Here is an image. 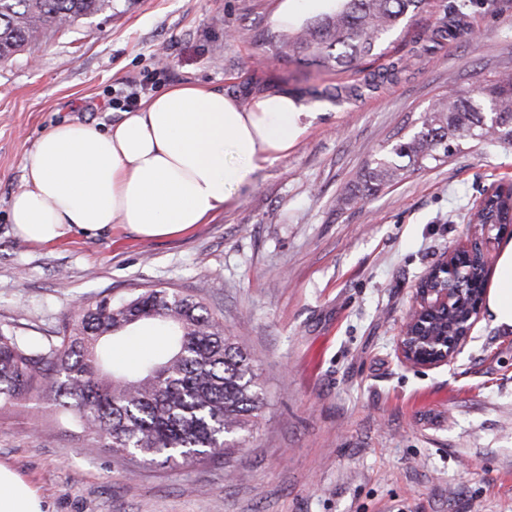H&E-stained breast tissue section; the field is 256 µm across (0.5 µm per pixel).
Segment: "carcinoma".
<instances>
[{
	"instance_id": "1",
	"label": "carcinoma",
	"mask_w": 512,
	"mask_h": 512,
	"mask_svg": "<svg viewBox=\"0 0 512 512\" xmlns=\"http://www.w3.org/2000/svg\"><path fill=\"white\" fill-rule=\"evenodd\" d=\"M433 7V0H336V12L280 36L283 58L314 68L358 70L385 55L386 36ZM469 0H454L437 18L436 33L464 31ZM112 9V0H0V64L38 33L70 27ZM391 61L363 81L321 94L351 104L397 77ZM473 141L512 144V72L453 90L427 109L420 128L375 160L363 174L364 192L418 170L436 167ZM512 224V189H494L469 223ZM155 321L171 333L168 352L132 373L114 369L103 340ZM39 392L48 408L74 416L120 462L157 466L217 462L232 453L241 432L266 405L248 356L224 335V324L190 296L166 288L114 302L86 299L49 350L33 352L17 334L0 330V405Z\"/></svg>"
}]
</instances>
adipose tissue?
Returning a JSON list of instances; mask_svg holds the SVG:
<instances>
[{
    "label": "adipose tissue",
    "mask_w": 512,
    "mask_h": 512,
    "mask_svg": "<svg viewBox=\"0 0 512 512\" xmlns=\"http://www.w3.org/2000/svg\"><path fill=\"white\" fill-rule=\"evenodd\" d=\"M316 118L314 107L285 91L244 106L184 84L105 128L61 122L27 159L26 187L10 202V220L34 244L115 224L144 239L179 235L230 204L235 191L286 155ZM485 308L494 326L512 330V241L501 249ZM42 510L36 490L0 465V512Z\"/></svg>",
    "instance_id": "obj_1"
}]
</instances>
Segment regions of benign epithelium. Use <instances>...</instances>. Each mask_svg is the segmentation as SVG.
Here are the masks:
<instances>
[{
	"label": "benign epithelium",
	"instance_id": "7a95c632",
	"mask_svg": "<svg viewBox=\"0 0 512 512\" xmlns=\"http://www.w3.org/2000/svg\"><path fill=\"white\" fill-rule=\"evenodd\" d=\"M473 248L466 244L448 249V256L432 270L431 279L444 287L421 289L422 300L407 317L398 347L403 359L411 365L438 367L454 361L464 350L474 324L478 321L482 300L474 288H457L464 278V263L474 259ZM456 312L465 323L458 333L437 327L443 314Z\"/></svg>",
	"mask_w": 512,
	"mask_h": 512
}]
</instances>
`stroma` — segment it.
I'll return each mask as SVG.
<instances>
[{
  "label": "stroma",
  "mask_w": 512,
  "mask_h": 512,
  "mask_svg": "<svg viewBox=\"0 0 512 512\" xmlns=\"http://www.w3.org/2000/svg\"><path fill=\"white\" fill-rule=\"evenodd\" d=\"M284 0H114L110 12L32 40L0 65V330L41 350L90 297L172 288L201 301L248 354L266 397L240 450L216 463L134 470L38 399L0 408V464L46 512H512V331L481 316L450 364L403 363L417 288L492 186L512 183V144L472 143L376 193L361 175L420 126L448 89L512 70V0H470L467 30L433 42L434 13L387 38L399 79L354 104L311 86L357 73L277 58L310 19ZM197 84L249 103L284 88L322 113L287 155L187 236L125 226L50 245L22 240L10 200L42 132L109 125L115 90Z\"/></svg>",
  "instance_id": "stroma-1"
}]
</instances>
